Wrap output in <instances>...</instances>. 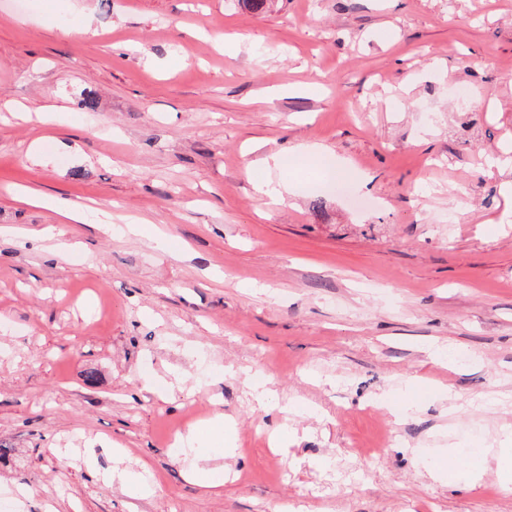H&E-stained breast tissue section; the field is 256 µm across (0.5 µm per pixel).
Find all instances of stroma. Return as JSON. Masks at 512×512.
Here are the masks:
<instances>
[{
    "mask_svg": "<svg viewBox=\"0 0 512 512\" xmlns=\"http://www.w3.org/2000/svg\"><path fill=\"white\" fill-rule=\"evenodd\" d=\"M305 146L269 205L254 160ZM219 413L210 492L171 437ZM506 426L512 0H0L10 512H512L428 474ZM144 464L152 496L105 480ZM254 407L267 414L275 410L276 404L271 402V380L262 377L248 378Z\"/></svg>",
    "mask_w": 512,
    "mask_h": 512,
    "instance_id": "1",
    "label": "stroma"
}]
</instances>
